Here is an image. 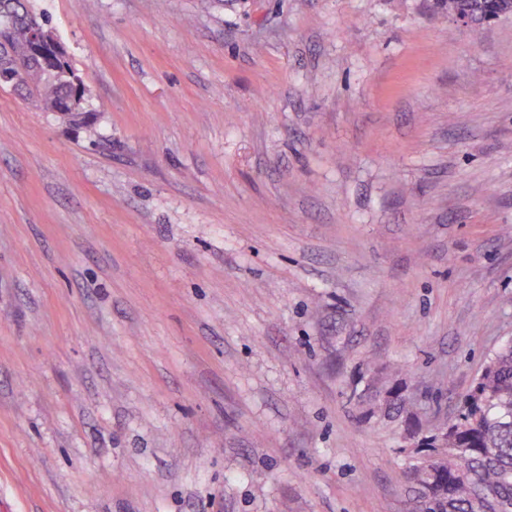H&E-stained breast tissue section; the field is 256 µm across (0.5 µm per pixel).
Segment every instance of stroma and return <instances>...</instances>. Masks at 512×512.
I'll return each instance as SVG.
<instances>
[{
    "mask_svg": "<svg viewBox=\"0 0 512 512\" xmlns=\"http://www.w3.org/2000/svg\"><path fill=\"white\" fill-rule=\"evenodd\" d=\"M32 0L95 136L0 86V512H412L512 338V18Z\"/></svg>",
    "mask_w": 512,
    "mask_h": 512,
    "instance_id": "stroma-1",
    "label": "stroma"
}]
</instances>
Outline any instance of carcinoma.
Here are the masks:
<instances>
[{
  "instance_id": "1",
  "label": "carcinoma",
  "mask_w": 512,
  "mask_h": 512,
  "mask_svg": "<svg viewBox=\"0 0 512 512\" xmlns=\"http://www.w3.org/2000/svg\"><path fill=\"white\" fill-rule=\"evenodd\" d=\"M441 6L450 15L469 12L489 22L512 8L508 0H441ZM31 14L48 29L29 0H0V86L13 85L19 72V88L46 110L63 112L84 97L85 86L66 56L45 67L30 55ZM407 478L416 512H512V340L489 358L442 447L427 442L416 449Z\"/></svg>"
}]
</instances>
